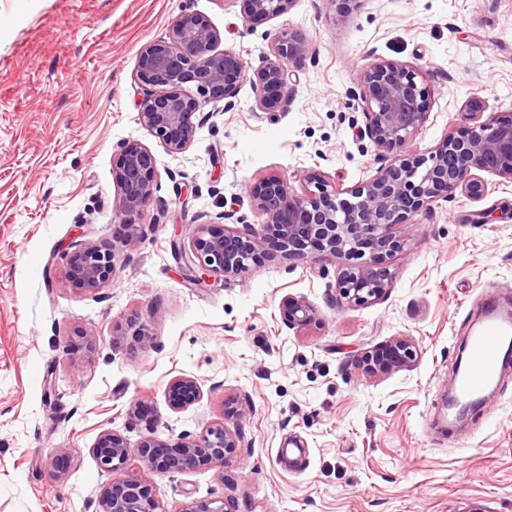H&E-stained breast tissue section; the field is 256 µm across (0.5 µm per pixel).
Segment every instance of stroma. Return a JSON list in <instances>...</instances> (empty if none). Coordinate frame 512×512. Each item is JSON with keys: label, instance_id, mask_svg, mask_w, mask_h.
<instances>
[{"label": "stroma", "instance_id": "35a3bbf8", "mask_svg": "<svg viewBox=\"0 0 512 512\" xmlns=\"http://www.w3.org/2000/svg\"><path fill=\"white\" fill-rule=\"evenodd\" d=\"M203 16L220 48L258 66L276 35L302 32L312 54L290 72L286 111L205 104L183 152L141 126V50L181 15ZM0 512H95L106 484L137 478L158 512L223 501L227 512H512V366L464 422L432 429L485 287L512 294V184L488 176L474 201L454 193L395 227L386 294L347 303L349 258L257 263L243 280L190 279L177 235L204 224L259 227L251 184L316 168L346 190L390 158L362 131L353 98L375 58L422 69L429 118L405 152L425 157L461 124L468 98L512 112V0H360L336 15L297 0L245 20L239 0H0ZM156 159L154 193L121 211L112 170L126 141ZM117 253L98 293L65 278L69 244ZM319 323L288 328L286 294ZM413 342L409 368L366 375L364 356ZM200 395L172 410L166 386ZM238 398L232 457L176 475L102 471L99 436L137 447L148 434L198 435ZM140 416H133L134 407ZM65 456H56V449ZM198 392L197 381L188 376H176L168 383V395L174 410L182 408L186 396H194Z\"/></svg>", "mask_w": 512, "mask_h": 512}]
</instances>
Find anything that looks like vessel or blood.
Returning a JSON list of instances; mask_svg holds the SVG:
<instances>
[{
  "mask_svg": "<svg viewBox=\"0 0 512 512\" xmlns=\"http://www.w3.org/2000/svg\"><path fill=\"white\" fill-rule=\"evenodd\" d=\"M504 304V298H490L483 321L466 342L465 357L455 369V405L470 404L499 379L503 361L512 352V312Z\"/></svg>",
  "mask_w": 512,
  "mask_h": 512,
  "instance_id": "1",
  "label": "vessel or blood"
}]
</instances>
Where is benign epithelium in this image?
<instances>
[{
  "instance_id": "benign-epithelium-1",
  "label": "benign epithelium",
  "mask_w": 512,
  "mask_h": 512,
  "mask_svg": "<svg viewBox=\"0 0 512 512\" xmlns=\"http://www.w3.org/2000/svg\"><path fill=\"white\" fill-rule=\"evenodd\" d=\"M246 18H273L288 13L296 0H240ZM220 34L204 18L184 14L172 25L169 36L146 46L138 61V78L147 87L139 120L174 153L193 141L192 117L206 102L225 99L238 85L250 83L256 106L277 112L288 99L289 66L305 60L311 47L297 30L285 29L274 39L270 53L253 68L232 49L217 51ZM193 86L196 93L187 90ZM358 99L366 115L365 136L380 150L392 151L410 143L429 117L428 90L418 73L400 62L376 59L360 75ZM468 121L448 132L429 157L397 158L373 179L343 192L323 172H300L303 191L297 193L281 177L269 175L250 191L255 210L267 217L259 230L241 232L227 225L201 227L176 241L201 283L213 277L246 278L252 265L265 258H303L310 253L348 255L367 253L375 260L355 264L338 277L339 292L347 302L365 305L383 296L390 286L387 259L400 250L392 233L399 224L427 211L432 203L459 190L471 199L483 197L485 172L512 181V117L491 113L483 116L479 100L466 101ZM156 161L138 141L122 147L113 172L122 211H139L154 191ZM348 197L343 198L341 194ZM126 238L108 247L76 244L66 269L75 288L96 293L114 275L115 254L130 245ZM285 324L306 329L319 321V312L303 296L286 295L280 302ZM416 358L413 344L397 339L367 356L368 375L385 374L408 367ZM198 392L197 381L176 376L168 383L173 409ZM238 436L226 423L210 424L195 437L176 440L146 437L138 448L108 432L100 436L92 454L107 472L125 469L136 461L148 470L178 474L208 464L221 465L237 447ZM138 480L129 478L104 486L96 512H154ZM180 512H224V501L190 503Z\"/></svg>"
}]
</instances>
